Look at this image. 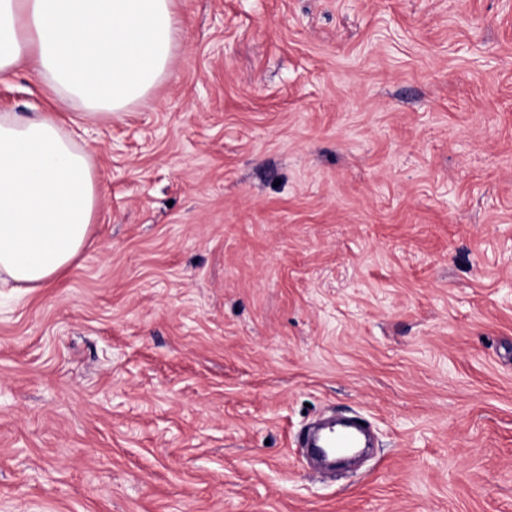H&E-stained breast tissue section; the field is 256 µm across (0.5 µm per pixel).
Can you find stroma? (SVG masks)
<instances>
[{
  "label": "stroma",
  "mask_w": 512,
  "mask_h": 512,
  "mask_svg": "<svg viewBox=\"0 0 512 512\" xmlns=\"http://www.w3.org/2000/svg\"><path fill=\"white\" fill-rule=\"evenodd\" d=\"M175 11L86 248L0 303V512H512V0ZM331 413L376 446L323 478Z\"/></svg>",
  "instance_id": "35a3bbf8"
}]
</instances>
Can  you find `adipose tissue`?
I'll list each match as a JSON object with an SVG mask.
<instances>
[{
    "mask_svg": "<svg viewBox=\"0 0 512 512\" xmlns=\"http://www.w3.org/2000/svg\"><path fill=\"white\" fill-rule=\"evenodd\" d=\"M179 38L174 0H0V76L32 59L58 106L0 113V287L14 300L48 287L86 246L99 181L74 131L146 97Z\"/></svg>",
    "mask_w": 512,
    "mask_h": 512,
    "instance_id": "obj_1",
    "label": "adipose tissue"
}]
</instances>
